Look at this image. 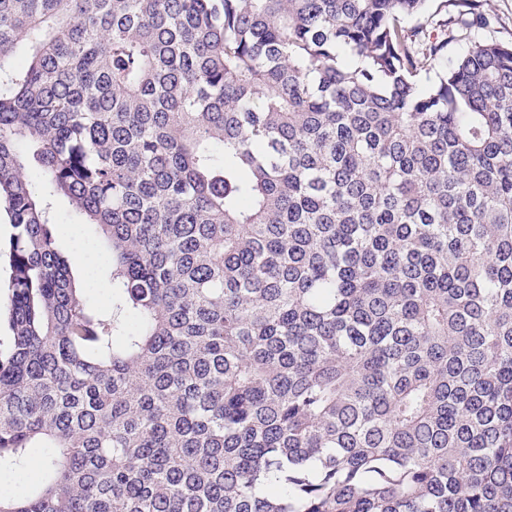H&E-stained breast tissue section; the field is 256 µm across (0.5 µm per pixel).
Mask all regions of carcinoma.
Wrapping results in <instances>:
<instances>
[{
	"mask_svg": "<svg viewBox=\"0 0 512 512\" xmlns=\"http://www.w3.org/2000/svg\"><path fill=\"white\" fill-rule=\"evenodd\" d=\"M426 2L0 0V512H512V43ZM428 0L423 13L412 18L407 28L414 31L419 43L440 42L448 36V21L456 16L453 0ZM53 212L57 236V245L59 249L68 254L70 261L71 255L80 243H85L94 247L99 252L101 251L96 242L92 238H96L92 229L85 224H80L79 218L69 202L66 199L57 198L53 202ZM78 228L80 232V239L77 240L72 235V230ZM73 262L84 268L85 270H92L97 262V255L88 249H78L73 255ZM108 279L109 272L106 267L102 265L94 277V280L98 283V288H95L92 292H90V296L88 297L89 303L91 305L102 310L108 309L112 302V288L108 282ZM32 462L21 472L17 474H0V488L12 491L14 493L23 494L26 490H28L33 483L35 482L38 472L43 463V457L41 453L35 449L32 453ZM36 463L38 465L37 468L33 467V464ZM35 469L37 475L33 479L27 478V473L31 470Z\"/></svg>",
	"mask_w": 512,
	"mask_h": 512,
	"instance_id": "cac0c4a2",
	"label": "carcinoma"
}]
</instances>
